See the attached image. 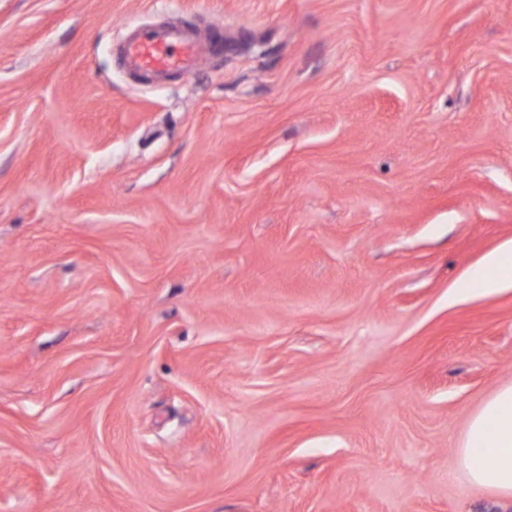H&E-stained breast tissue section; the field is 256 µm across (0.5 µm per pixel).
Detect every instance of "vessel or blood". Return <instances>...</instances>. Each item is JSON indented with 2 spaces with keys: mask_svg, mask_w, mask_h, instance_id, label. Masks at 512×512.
<instances>
[{
  "mask_svg": "<svg viewBox=\"0 0 512 512\" xmlns=\"http://www.w3.org/2000/svg\"><path fill=\"white\" fill-rule=\"evenodd\" d=\"M207 52L205 42L178 27L144 28L122 45L127 69L157 80L192 74Z\"/></svg>",
  "mask_w": 512,
  "mask_h": 512,
  "instance_id": "vessel-or-blood-1",
  "label": "vessel or blood"
}]
</instances>
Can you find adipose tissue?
Wrapping results in <instances>:
<instances>
[{
	"mask_svg": "<svg viewBox=\"0 0 512 512\" xmlns=\"http://www.w3.org/2000/svg\"><path fill=\"white\" fill-rule=\"evenodd\" d=\"M463 280L472 296L512 288V242L466 270ZM458 461L472 485L512 500V383L500 386L470 415Z\"/></svg>",
	"mask_w": 512,
	"mask_h": 512,
	"instance_id": "obj_1",
	"label": "adipose tissue"
}]
</instances>
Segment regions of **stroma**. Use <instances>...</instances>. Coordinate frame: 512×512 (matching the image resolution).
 <instances>
[{
    "label": "stroma",
    "mask_w": 512,
    "mask_h": 512,
    "mask_svg": "<svg viewBox=\"0 0 512 512\" xmlns=\"http://www.w3.org/2000/svg\"><path fill=\"white\" fill-rule=\"evenodd\" d=\"M508 241L512 0H0V512H512ZM126 68L156 80L192 74L208 52L205 42L178 27L144 28L122 45ZM463 280L472 288H467L465 294L452 290L448 298L450 301L512 288V242L506 243L498 252L488 255L478 265L466 270ZM458 461L472 485L512 500V383L500 386L470 415Z\"/></svg>",
    "instance_id": "obj_1"
}]
</instances>
